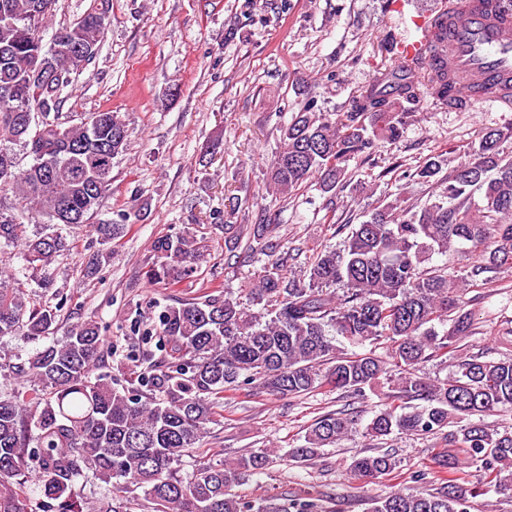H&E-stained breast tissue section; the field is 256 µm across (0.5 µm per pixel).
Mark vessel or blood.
I'll return each mask as SVG.
<instances>
[{
	"mask_svg": "<svg viewBox=\"0 0 512 512\" xmlns=\"http://www.w3.org/2000/svg\"><path fill=\"white\" fill-rule=\"evenodd\" d=\"M441 17L448 20L442 34L448 69L465 78L460 99L470 107L495 103L489 87L512 79V18L489 0H454L447 9L415 10L412 21L423 31Z\"/></svg>",
	"mask_w": 512,
	"mask_h": 512,
	"instance_id": "vessel-or-blood-1",
	"label": "vessel or blood"
}]
</instances>
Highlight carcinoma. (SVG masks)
Here are the masks:
<instances>
[{"label": "carcinoma", "instance_id": "carcinoma-1", "mask_svg": "<svg viewBox=\"0 0 512 512\" xmlns=\"http://www.w3.org/2000/svg\"><path fill=\"white\" fill-rule=\"evenodd\" d=\"M58 0H0V85L19 88L0 98V188L8 187L32 219L46 218L56 230L29 234L17 217L0 216V246L18 249L27 278L39 288L54 286L57 259L74 251L84 233L114 243L129 228L127 214L108 224H88L102 195V175L112 179V159L127 149L128 129L117 112L99 111L79 124L59 121L62 88L75 67L58 29L46 47L28 36L24 22L37 11L41 28ZM83 39L101 46L104 13L83 15ZM52 56L59 77L48 94L28 84L25 70L39 56ZM405 78L373 84L353 108L332 119L309 99L282 129V149L269 164L268 188L291 191L311 177L322 191L342 184L347 162L370 158L381 142L400 137L405 113L425 95L448 99V68H431L422 57L404 61ZM44 102L42 121L25 125L23 103ZM508 134L489 129L468 159L439 177L444 159L431 156L414 177L440 188L424 205L397 193L348 229L343 252L324 250L308 265V283L287 279L284 258L263 267L248 289V301L213 285L202 298L168 304L147 323L145 336L160 337L163 358L139 374V387H116L99 373L105 363L101 326L89 317L57 336V311L36 303L14 286L0 267V339H43L51 343L27 358L0 357V512H84L80 479L90 477L108 495L98 512H325L318 502L246 501L233 489L271 463L265 448L231 463L198 461L180 476L182 458L201 447L221 422L227 391L257 385L270 395L299 397L328 386L360 395L377 389L383 407L364 425V434L431 435L444 442L432 466L415 475L418 489H399L371 499L368 512H467L469 498L495 487L512 490V427L489 428L483 417L512 409V358H460L446 380L431 382L420 365L448 353L474 334L476 313L467 293L512 271V157L502 144ZM21 144L31 157L22 168L8 144ZM479 198H474V195ZM273 227L255 224L246 249L268 257L279 244ZM467 244L481 255L458 271L425 266L432 255H448ZM149 281L173 288L204 260V246L184 234L162 235L152 244ZM102 249L86 262V274L112 260ZM442 330H437V327ZM386 344V354L376 348ZM358 413L331 411L312 423L304 444L288 450L298 463L357 431ZM476 467L472 484L464 466ZM398 467L390 452L357 455L350 473L361 480L389 475ZM39 472L40 497L24 490L31 470ZM144 494L140 503L137 491Z\"/></svg>", "mask_w": 512, "mask_h": 512}]
</instances>
